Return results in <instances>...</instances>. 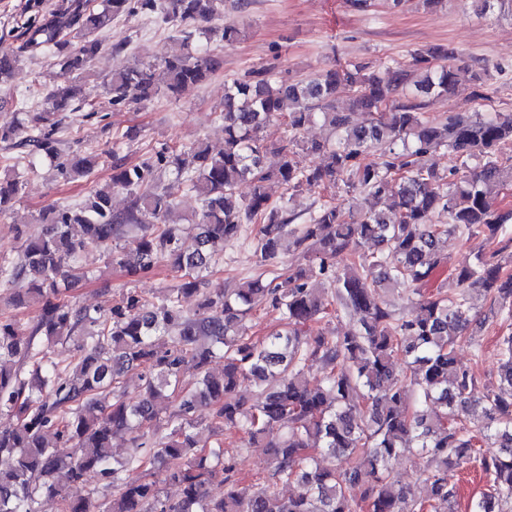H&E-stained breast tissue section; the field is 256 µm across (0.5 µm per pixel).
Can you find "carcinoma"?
Segmentation results:
<instances>
[{
  "label": "carcinoma",
  "mask_w": 512,
  "mask_h": 512,
  "mask_svg": "<svg viewBox=\"0 0 512 512\" xmlns=\"http://www.w3.org/2000/svg\"><path fill=\"white\" fill-rule=\"evenodd\" d=\"M471 3L480 15L512 14V0ZM219 7L218 0H55L47 9L43 0H26L19 45L0 50V85L22 74L28 54L51 52L56 71L53 84L28 86L41 109L0 125L3 149L18 150L0 156L7 163L0 217L13 210L42 161L65 180L89 178L100 167L94 151L60 148L59 133L65 112L83 104L78 82L102 49V32L140 8L208 43L158 63L120 64L102 78L112 105L141 104L162 90L176 96L203 85L224 69L217 48L237 31L211 26ZM413 65L423 70L419 80L398 61L373 70L333 66L294 83L252 71L225 90L224 149L166 146L135 164L114 149L109 180L74 205L42 211L44 233L22 246L18 260L0 262V288L27 282L24 293L10 295L13 309H38L28 327L0 316V416L12 418L0 426V455L12 457L0 470V512H457L448 472L464 467L479 468L490 481L468 512H512V334L498 342L496 390H478L456 357L457 346L471 340L473 291L489 297L491 314L512 319V272L500 260L478 257L451 284L431 289L445 264L442 237L503 236L504 248L512 246V208L492 198L512 188V164L502 159L512 146V113L432 118L422 102H393L399 92L446 99L463 77L488 98L486 73L461 63L450 44L418 50ZM342 85L352 96L339 108ZM356 111L366 113L364 124L353 122ZM273 121L285 124L289 137L269 145L260 133ZM316 121L333 137L300 141ZM271 147L279 160L267 169L263 156ZM439 149L453 161L446 174L428 164ZM301 153L320 163L302 165ZM471 160L478 161L473 168ZM272 180L291 193L322 191L303 222L270 201ZM246 181L252 193L243 199L238 186ZM332 189L365 192L370 206L347 209ZM185 191L200 197V217L175 224L170 215ZM116 192L128 198L121 211L112 208ZM249 224L258 226L253 253L267 272L281 263L287 236L299 259L271 279L207 288L211 262ZM89 241L131 277L165 263L173 285L158 300L123 289L107 309L73 304L65 290L88 276L79 255ZM401 286L416 295L408 314L376 295ZM185 296L198 298L195 311L183 308ZM260 309L277 312L280 328L252 336L246 321ZM342 314L357 318L351 332L329 327L305 335ZM60 341L71 344V355L57 360ZM216 357L224 359L218 373L209 368ZM314 365L320 380L311 385L306 372ZM132 370L141 381L135 400L124 388ZM246 382L262 389L260 401L239 394ZM467 407L478 410L471 426L456 421ZM202 408L211 428L266 448L273 462L267 479L245 483L221 449L199 443ZM162 419L170 428L164 435ZM117 436L135 444L123 461L112 457ZM58 442L71 444L74 454L60 456ZM409 448L430 487L425 499L413 498L392 468ZM213 460L223 464L219 500L206 490L218 471ZM160 461L171 467L156 480L149 470ZM89 472L113 494L69 497L60 479L76 484ZM166 482L180 486L177 500L164 495ZM280 484L295 485L296 493L279 497Z\"/></svg>",
  "instance_id": "1"
}]
</instances>
